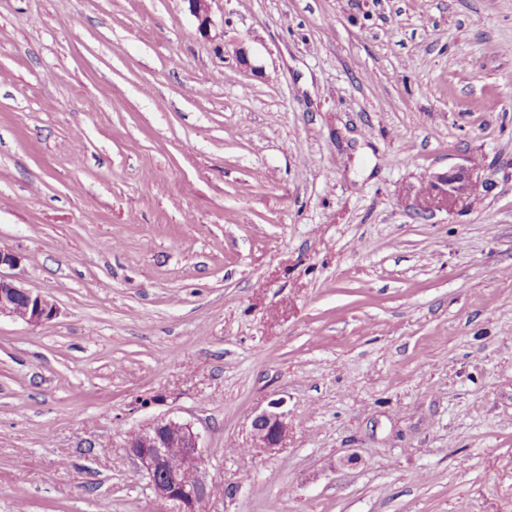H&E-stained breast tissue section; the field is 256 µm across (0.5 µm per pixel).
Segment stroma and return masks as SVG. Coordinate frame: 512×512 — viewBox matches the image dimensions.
<instances>
[{
  "label": "stroma",
  "mask_w": 512,
  "mask_h": 512,
  "mask_svg": "<svg viewBox=\"0 0 512 512\" xmlns=\"http://www.w3.org/2000/svg\"><path fill=\"white\" fill-rule=\"evenodd\" d=\"M0 0V512H512V0ZM476 195L417 214L435 172ZM289 432L256 448L251 415ZM20 258L11 251L0 249V318L36 327L56 315V305L48 297L24 288L16 279L2 275V266L17 267ZM284 402L281 399L271 400L268 408L254 411L251 426L257 448L267 452H276L288 435L286 413L281 410ZM201 436L191 424L161 418L136 431L127 450L145 474L156 498L175 512H206L213 483L208 481ZM172 460L179 468L171 469Z\"/></svg>",
  "instance_id": "35a3bbf8"
}]
</instances>
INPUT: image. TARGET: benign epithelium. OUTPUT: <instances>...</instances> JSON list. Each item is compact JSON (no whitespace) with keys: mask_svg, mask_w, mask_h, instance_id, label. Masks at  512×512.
<instances>
[{"mask_svg":"<svg viewBox=\"0 0 512 512\" xmlns=\"http://www.w3.org/2000/svg\"><path fill=\"white\" fill-rule=\"evenodd\" d=\"M200 29L210 25L208 0H187ZM483 185L479 168L461 167L435 173L424 190L415 192L418 214L450 211L468 201ZM56 315L48 297L23 287L16 279L0 274V317L7 316L36 327ZM283 400L253 413L251 426L257 447L277 451L288 435ZM127 450L139 472L145 474L156 498L173 506V512H206L213 483L208 481L201 436L188 424L161 418L136 431Z\"/></svg>","mask_w":512,"mask_h":512,"instance_id":"1","label":"benign epithelium"}]
</instances>
